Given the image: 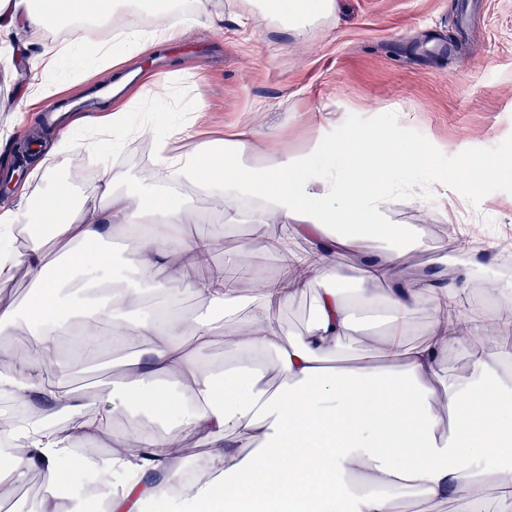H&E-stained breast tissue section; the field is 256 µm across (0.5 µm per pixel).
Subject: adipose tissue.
I'll use <instances>...</instances> for the list:
<instances>
[{
    "label": "adipose tissue",
    "mask_w": 512,
    "mask_h": 512,
    "mask_svg": "<svg viewBox=\"0 0 512 512\" xmlns=\"http://www.w3.org/2000/svg\"><path fill=\"white\" fill-rule=\"evenodd\" d=\"M115 0H0V63L11 64L14 46L40 40L58 17L92 10L109 20ZM335 0H266L265 12L293 35L330 14ZM196 23L186 17L120 43L86 45L82 34L46 47L32 69L27 98H57L63 86L48 80L63 58L83 54L95 72L129 57L181 40ZM191 125L170 124L156 132L133 121L129 107L74 118L53 147L72 163L83 154L116 149L131 138H150L157 180L126 188L124 175L103 167L98 202H73L70 184L54 168L36 166L31 180L45 183L25 193L17 207L0 211V284L18 270L32 280V295L19 309L0 303V329L18 328L34 345L33 357L0 373V395L45 401L39 422L13 431L16 449L0 459V486L24 485L40 474L47 494L36 512H85L84 503L61 507L56 487L63 472L82 469L78 444L106 438L111 447L95 461L107 512H145L150 503L178 501L175 512H404L407 498L429 504L465 501L467 512H512V350L483 332L487 320L512 327V309L481 306L470 322L484 334L487 353L469 369H449L448 353L462 340L439 312L456 303L471 280L470 269L452 279L438 272L405 275L401 269L425 242L415 231L391 223L390 204L406 199L395 180L381 179L382 153L366 131L336 142L316 141L309 153L269 165L255 164L267 134L247 125L224 141L220 153H173V135ZM192 185L223 199L229 223L279 225L274 237L248 243L228 257L240 275L216 269L187 280L198 256L211 253L208 236H187ZM304 237L310 249L289 240ZM134 251L137 271L128 274L119 249ZM368 256V279L394 271L383 293L348 288L336 264L339 252ZM278 255L281 274L260 276V262ZM323 270L314 316L305 333L288 332L276 310L290 304L305 280L285 287L295 267ZM192 288L206 304L195 317L152 313L153 300L178 301L172 280ZM380 307L389 314L383 331L355 319L356 310ZM431 308L428 338L410 343L413 313ZM81 328L82 353L98 359L104 346L137 338L143 350L122 359L118 379L104 393L73 387L77 375L64 364L51 377L44 361L59 358L61 338ZM224 341V361L201 354ZM355 364L339 360L347 345ZM113 411L138 406L148 413L142 429L105 430L98 403ZM193 439L209 444L203 460L207 479H185L169 448ZM496 467H489V459ZM495 479L500 493L482 488Z\"/></svg>",
    "instance_id": "ef3b65f1"
}]
</instances>
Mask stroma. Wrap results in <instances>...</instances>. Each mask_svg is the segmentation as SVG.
I'll use <instances>...</instances> for the list:
<instances>
[{"label": "stroma", "instance_id": "35a3bbf8", "mask_svg": "<svg viewBox=\"0 0 512 512\" xmlns=\"http://www.w3.org/2000/svg\"><path fill=\"white\" fill-rule=\"evenodd\" d=\"M193 10L223 13L224 22L193 28L183 42L121 67L155 75L169 89L171 109L192 99L205 112L204 133L173 137L172 150L206 151L260 112L273 130L274 157L305 153L317 140L354 130L426 147L432 170L414 176L423 203H397L390 213L393 223L416 226L429 244L411 255L408 269L451 278L471 267L464 299L481 302L479 283L497 276L501 254L512 250V0H335L333 13L298 38L280 31L253 0H194ZM240 13L251 14L249 25L235 23ZM30 67L21 51L13 66L0 64V134L22 127L27 138L50 145L56 128L24 95ZM56 76L67 87L58 111H68L73 96L94 101L99 112L113 103L99 92L112 73L88 78L81 62L67 60ZM151 152L150 140L136 139L108 163L130 185H146L153 179ZM491 166L501 174L487 175ZM275 231L272 224H215L216 263ZM457 234L476 240V251L461 249ZM307 282L276 313L296 335L312 317L321 271L309 270Z\"/></svg>", "mask_w": 512, "mask_h": 512}]
</instances>
